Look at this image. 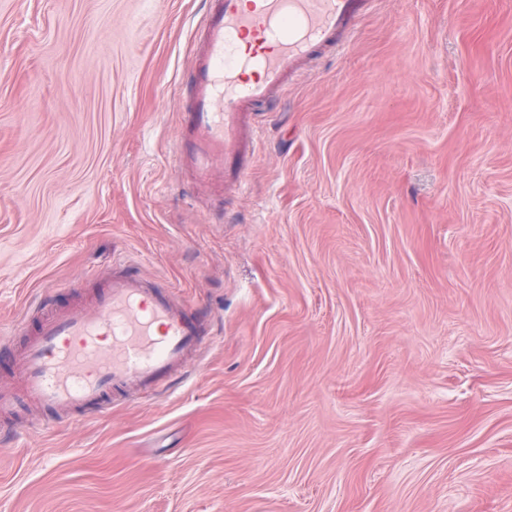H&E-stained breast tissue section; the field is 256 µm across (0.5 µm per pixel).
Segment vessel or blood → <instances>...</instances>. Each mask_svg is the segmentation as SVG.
I'll use <instances>...</instances> for the list:
<instances>
[{
	"instance_id": "vessel-or-blood-1",
	"label": "vessel or blood",
	"mask_w": 512,
	"mask_h": 512,
	"mask_svg": "<svg viewBox=\"0 0 512 512\" xmlns=\"http://www.w3.org/2000/svg\"><path fill=\"white\" fill-rule=\"evenodd\" d=\"M359 9L360 0H217L193 49L175 150L196 186L219 175L224 193L244 190L256 107L334 44ZM201 342L188 304L124 272L104 285L94 310L71 306L40 320L13 355L20 386L0 382V415L22 401L59 414L105 412L114 392L157 390Z\"/></svg>"
}]
</instances>
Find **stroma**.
Returning <instances> with one entry per match:
<instances>
[{
  "mask_svg": "<svg viewBox=\"0 0 512 512\" xmlns=\"http://www.w3.org/2000/svg\"><path fill=\"white\" fill-rule=\"evenodd\" d=\"M209 0H0V347L132 267L202 346L162 394L0 424V512H512V0H364L175 159Z\"/></svg>",
  "mask_w": 512,
  "mask_h": 512,
  "instance_id": "35a3bbf8",
  "label": "stroma"
}]
</instances>
